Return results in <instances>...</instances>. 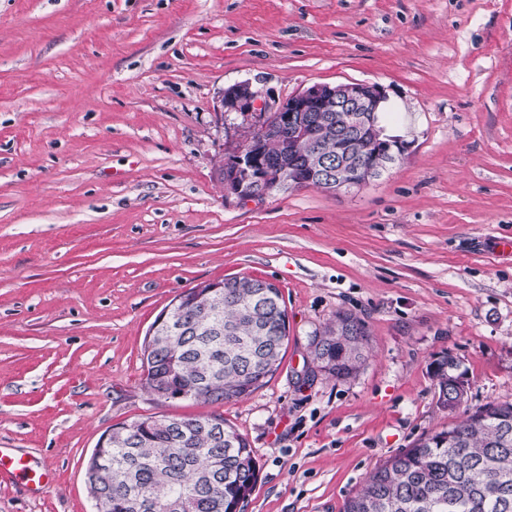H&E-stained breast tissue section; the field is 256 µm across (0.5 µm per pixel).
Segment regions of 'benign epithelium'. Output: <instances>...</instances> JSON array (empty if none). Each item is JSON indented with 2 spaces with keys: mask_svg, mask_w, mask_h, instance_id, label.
Instances as JSON below:
<instances>
[{
  "mask_svg": "<svg viewBox=\"0 0 512 512\" xmlns=\"http://www.w3.org/2000/svg\"><path fill=\"white\" fill-rule=\"evenodd\" d=\"M226 106L237 112H252L262 102L268 118L257 129L263 139L272 134L278 140L279 158L271 161L252 146L241 150L225 164L231 176L224 180V191L240 199H260L272 191L290 184L306 186L323 175L326 157L322 144L327 127L316 123L314 112H334L341 108L352 113L351 122L337 137L346 143L344 153L336 154L338 166L330 172L326 188L348 190L366 184L375 168L358 152L357 146L368 144L377 148L382 162L401 156L406 146L397 140L385 141L384 129L376 114L386 102L384 89L369 83H315L283 101L269 103L262 92L245 81L228 88L224 93ZM307 142L312 151L304 166H299L296 145Z\"/></svg>",
  "mask_w": 512,
  "mask_h": 512,
  "instance_id": "obj_1",
  "label": "benign epithelium"
}]
</instances>
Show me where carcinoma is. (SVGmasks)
Listing matches in <instances>:
<instances>
[{"label": "carcinoma", "mask_w": 512, "mask_h": 512, "mask_svg": "<svg viewBox=\"0 0 512 512\" xmlns=\"http://www.w3.org/2000/svg\"><path fill=\"white\" fill-rule=\"evenodd\" d=\"M196 285L169 311L174 333L146 337V390L159 401L222 404L251 395L277 372L288 344L279 289L248 276L224 279L221 305ZM367 327L338 311L310 338L312 363L333 379L365 361ZM461 362L433 361L436 404L454 411L467 398ZM198 417L150 415L112 427L86 464L101 512H241L260 468L247 437L229 423L221 436ZM344 512H512V401L488 404L448 428L420 436L374 468Z\"/></svg>", "instance_id": "carcinoma-1"}]
</instances>
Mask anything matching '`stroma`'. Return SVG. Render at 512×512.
I'll return each mask as SVG.
<instances>
[{
    "label": "stroma",
    "mask_w": 512,
    "mask_h": 512,
    "mask_svg": "<svg viewBox=\"0 0 512 512\" xmlns=\"http://www.w3.org/2000/svg\"><path fill=\"white\" fill-rule=\"evenodd\" d=\"M315 83L377 84L407 149L365 185L225 195L219 168L266 115L222 106ZM512 0H0V448L46 464L0 512H93L100 435L223 413L260 478L242 512H341L375 467L463 413L512 399ZM275 284V376L220 406L154 400L145 336L182 291ZM370 353L313 373L336 311ZM460 360L461 410L432 362ZM436 404L448 411L456 410L467 398V388L457 381L461 362L448 352L442 353L432 363Z\"/></svg>",
    "instance_id": "1"
}]
</instances>
